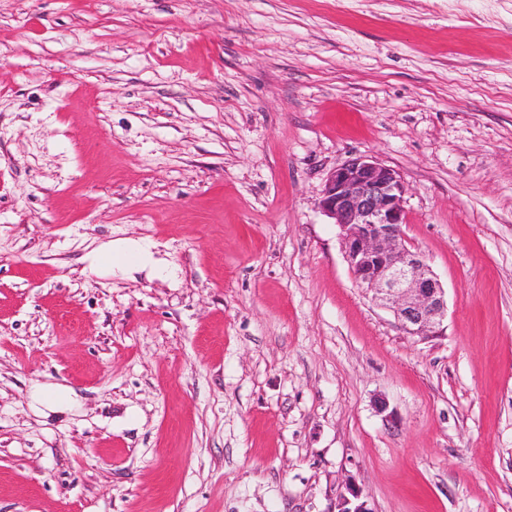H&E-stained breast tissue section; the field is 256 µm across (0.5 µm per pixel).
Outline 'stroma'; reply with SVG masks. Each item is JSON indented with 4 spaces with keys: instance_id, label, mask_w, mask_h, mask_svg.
<instances>
[{
    "instance_id": "1",
    "label": "stroma",
    "mask_w": 512,
    "mask_h": 512,
    "mask_svg": "<svg viewBox=\"0 0 512 512\" xmlns=\"http://www.w3.org/2000/svg\"><path fill=\"white\" fill-rule=\"evenodd\" d=\"M359 156L405 183L444 335L354 280L320 199ZM115 240L175 276L91 271ZM348 481L512 512V0H0V512Z\"/></svg>"
}]
</instances>
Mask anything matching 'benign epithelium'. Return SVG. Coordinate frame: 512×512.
<instances>
[{"label": "benign epithelium", "instance_id": "7a95c632", "mask_svg": "<svg viewBox=\"0 0 512 512\" xmlns=\"http://www.w3.org/2000/svg\"><path fill=\"white\" fill-rule=\"evenodd\" d=\"M406 189L392 168L367 157L336 167L322 190L321 209L339 229L359 287L390 308L410 336L441 334L445 291L420 255L405 244ZM336 512H373L354 484H344Z\"/></svg>", "mask_w": 512, "mask_h": 512}]
</instances>
